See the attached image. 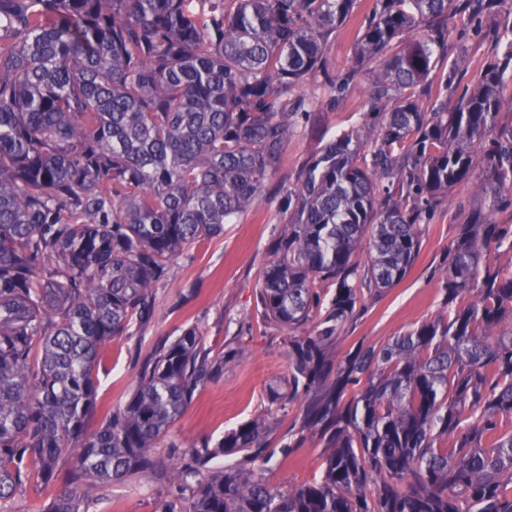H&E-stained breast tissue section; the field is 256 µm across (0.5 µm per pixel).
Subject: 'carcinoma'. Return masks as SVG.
Wrapping results in <instances>:
<instances>
[{"label":"carcinoma","mask_w":512,"mask_h":512,"mask_svg":"<svg viewBox=\"0 0 512 512\" xmlns=\"http://www.w3.org/2000/svg\"><path fill=\"white\" fill-rule=\"evenodd\" d=\"M356 0H0V500L28 460L77 478L46 512H81L105 482L155 465L198 385L224 371L189 328L158 347L123 410L90 429L98 347L153 314V291L191 242L258 203L318 100L326 35ZM355 71L378 111L314 153L284 199L288 233L257 279L262 315L288 330V448H324L319 480L286 490L255 468L253 420L174 471L191 491L163 512H512V25L454 108L410 90L433 66L456 5L482 29L495 0H374ZM354 74L325 75L342 97ZM467 183L480 210L459 225L440 277L443 312L334 361L358 309L398 284L434 201ZM473 301L460 305L465 295ZM317 318L311 331L304 327ZM454 440L451 449L442 439Z\"/></svg>","instance_id":"1"}]
</instances>
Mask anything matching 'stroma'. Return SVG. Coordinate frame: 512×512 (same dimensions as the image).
Listing matches in <instances>:
<instances>
[{
	"label": "stroma",
	"instance_id": "35a3bbf8",
	"mask_svg": "<svg viewBox=\"0 0 512 512\" xmlns=\"http://www.w3.org/2000/svg\"><path fill=\"white\" fill-rule=\"evenodd\" d=\"M373 0H358L349 21L325 39L323 49L331 74L354 65V45ZM512 22V5L495 6L484 19L481 34H469L466 13L449 21L450 34L434 54V67L415 90L418 103L429 108L436 98L456 103L466 89L477 85L489 58L496 52L495 32ZM453 83H446L448 70ZM371 101L367 79L350 85L336 104L320 103L317 109L320 137L300 129L288 142L277 172L268 180L262 201L225 225L221 235L186 245L171 261L166 280L154 293V312L144 324H135L102 343L95 371L96 412L92 426L123 409L132 396L142 365L157 345L175 340L183 330L197 328L207 348L225 354L224 372L200 385L194 398L172 425L157 451L153 469L102 487L84 512H159L170 498L172 470L188 445L215 446L225 432L240 424L263 420L266 438L278 446L288 436L297 405L270 411L272 392L288 391V354L284 329L266 324L257 304L256 279L266 263L272 243L288 229L290 213L281 203L285 187L296 182L303 166L321 141L336 138L360 124ZM480 198L464 184L437 199L430 223L422 225L418 257L406 277L381 297L368 301L365 310L350 321L341 338L331 346L332 357H343L356 343H385L422 322L441 314L442 294L437 280L459 225L479 210ZM323 447L307 438L301 448L271 460H257L271 487L287 489L318 480L323 471ZM37 459H30V477L22 491L8 503L9 512H45L60 493L61 484L37 479Z\"/></svg>",
	"mask_w": 512,
	"mask_h": 512
}]
</instances>
